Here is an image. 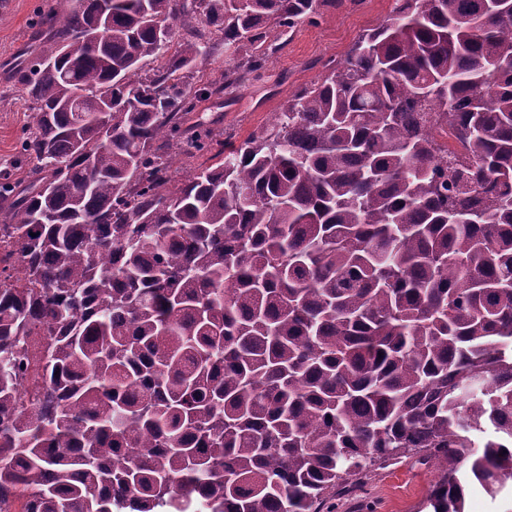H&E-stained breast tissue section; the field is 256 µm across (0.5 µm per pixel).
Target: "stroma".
Wrapping results in <instances>:
<instances>
[{
    "label": "stroma",
    "mask_w": 512,
    "mask_h": 512,
    "mask_svg": "<svg viewBox=\"0 0 512 512\" xmlns=\"http://www.w3.org/2000/svg\"><path fill=\"white\" fill-rule=\"evenodd\" d=\"M72 0H0V168L25 170L19 139L33 123L37 103L21 94L15 70L49 48L37 17L66 14ZM393 0H344L316 22L300 25L272 56L262 76L230 95L201 103L203 120H217L225 138L242 142L266 126L289 93L317 81L325 63L343 60L360 35L386 20ZM440 477L435 461L408 455L355 481L351 492L327 500L323 512H431L430 494Z\"/></svg>",
    "instance_id": "35a3bbf8"
}]
</instances>
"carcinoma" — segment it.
Here are the masks:
<instances>
[{
  "instance_id": "carcinoma-1",
  "label": "carcinoma",
  "mask_w": 512,
  "mask_h": 512,
  "mask_svg": "<svg viewBox=\"0 0 512 512\" xmlns=\"http://www.w3.org/2000/svg\"><path fill=\"white\" fill-rule=\"evenodd\" d=\"M342 4L42 15L31 166L0 171V498L321 512L411 452L434 512L512 482V0H394L241 144L194 119Z\"/></svg>"
}]
</instances>
